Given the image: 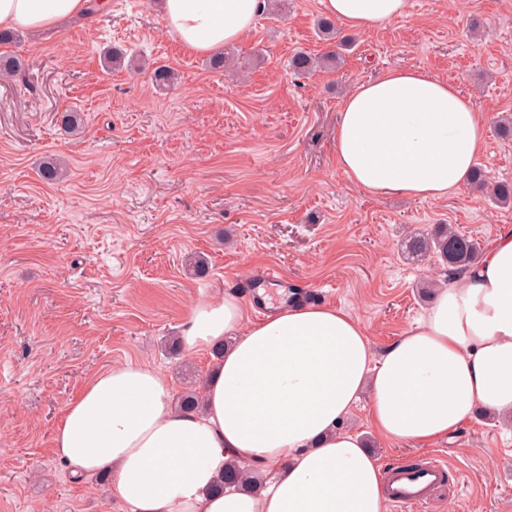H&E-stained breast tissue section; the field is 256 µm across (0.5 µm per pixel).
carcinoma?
<instances>
[{
  "label": "carcinoma",
  "mask_w": 512,
  "mask_h": 512,
  "mask_svg": "<svg viewBox=\"0 0 512 512\" xmlns=\"http://www.w3.org/2000/svg\"><path fill=\"white\" fill-rule=\"evenodd\" d=\"M337 54L334 51L327 53L324 58L312 56L306 52L298 51L288 59V70L291 74L304 77L321 68L322 60L334 61ZM66 175L65 164L51 158L43 163L40 177L44 181H57ZM472 188L479 191H490V197L500 206L512 204L511 183H491L486 171L481 167H474L469 176ZM406 251L411 257L424 259L434 256L448 265V272L460 274L473 267L480 259L479 243L472 238L462 235L446 224L436 225L427 233L417 232L406 239ZM260 484L258 470H249L237 463L229 464L224 475L216 484V489H252Z\"/></svg>",
  "instance_id": "carcinoma-1"
}]
</instances>
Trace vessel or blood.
I'll list each match as a JSON object with an SVG mask.
<instances>
[{"label": "vessel or blood", "instance_id": "vessel-or-blood-1", "mask_svg": "<svg viewBox=\"0 0 512 512\" xmlns=\"http://www.w3.org/2000/svg\"><path fill=\"white\" fill-rule=\"evenodd\" d=\"M447 467L431 460L415 467L397 465L384 474L387 499L394 512L413 508L420 512L444 485Z\"/></svg>", "mask_w": 512, "mask_h": 512}]
</instances>
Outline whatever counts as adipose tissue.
Returning <instances> with one entry per match:
<instances>
[{"label": "adipose tissue", "instance_id": "1", "mask_svg": "<svg viewBox=\"0 0 512 512\" xmlns=\"http://www.w3.org/2000/svg\"><path fill=\"white\" fill-rule=\"evenodd\" d=\"M367 33L408 0H319ZM267 0H162L186 52L208 55L251 30ZM89 0H0V29L35 33L86 13ZM484 120L455 83L389 69L343 100L336 162L374 195L444 199L468 177ZM192 353L223 347L201 412L172 404L156 369L107 367L67 406L54 455L79 480L108 474L131 512H385L382 471L341 422L361 396L391 441L430 446L480 408L512 415V231L478 265L437 289L423 319L381 356L362 321L316 304L275 306L252 321L232 295L204 296L181 330ZM268 475L257 491L215 492L229 461Z\"/></svg>", "mask_w": 512, "mask_h": 512}]
</instances>
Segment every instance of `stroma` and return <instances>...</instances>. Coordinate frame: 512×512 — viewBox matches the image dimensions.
<instances>
[{"label": "stroma", "instance_id": "obj_1", "mask_svg": "<svg viewBox=\"0 0 512 512\" xmlns=\"http://www.w3.org/2000/svg\"><path fill=\"white\" fill-rule=\"evenodd\" d=\"M319 0H291L285 19L261 14L226 46L245 73L210 69L168 34L158 0L106 8L41 34L17 31L0 54V512H129L106 483L77 481L54 457V430L84 381L125 362L159 369L181 394L205 380L211 352L171 350L204 295L269 287L289 300L343 309L381 354L432 303L437 260L407 256L409 232L448 224L488 249L512 227V207L462 185L445 200L374 196L336 165L341 103L394 67L420 68L468 93L485 120L477 162L512 183V0H409L405 16L368 33L335 68L295 78L303 50L329 51ZM118 47L134 68L103 71ZM178 74L171 87L152 67ZM83 114L78 134L60 115ZM62 158L48 183L42 161ZM206 258L204 276L187 261ZM342 429L370 441L380 466L435 458L456 483L426 512H512V417L473 413L446 440L421 448L381 439L359 402Z\"/></svg>", "mask_w": 512, "mask_h": 512}]
</instances>
